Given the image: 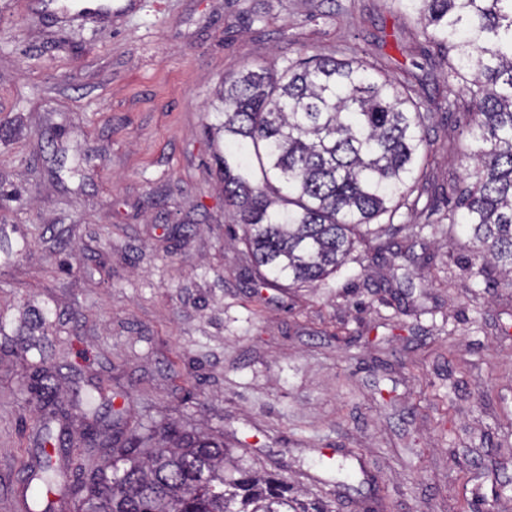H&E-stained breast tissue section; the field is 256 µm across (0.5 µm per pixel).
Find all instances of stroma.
Wrapping results in <instances>:
<instances>
[{
    "label": "stroma",
    "mask_w": 512,
    "mask_h": 512,
    "mask_svg": "<svg viewBox=\"0 0 512 512\" xmlns=\"http://www.w3.org/2000/svg\"><path fill=\"white\" fill-rule=\"evenodd\" d=\"M417 31L388 0H137L84 20L0 0V228L26 244L0 253V512L35 453L41 359L72 485L112 459L111 418L85 413L99 387L123 429L223 434L331 512H458L464 496L512 512V287L467 263L445 217L472 144L446 101L460 84ZM313 54L409 79L434 153L396 231L322 282L263 288L205 127L224 78ZM325 448L360 459L376 495L318 477Z\"/></svg>",
    "instance_id": "1"
}]
</instances>
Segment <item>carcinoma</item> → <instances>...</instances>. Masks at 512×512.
<instances>
[{"instance_id": "1", "label": "carcinoma", "mask_w": 512, "mask_h": 512, "mask_svg": "<svg viewBox=\"0 0 512 512\" xmlns=\"http://www.w3.org/2000/svg\"><path fill=\"white\" fill-rule=\"evenodd\" d=\"M417 15V36L454 53L461 79L453 106L476 150L472 186L452 210L475 244L470 260L512 285V0H391ZM215 123L224 207L240 216L243 243L263 285L321 282L371 235L383 215L412 208L414 186L433 154L428 106L408 82L363 59L313 55L276 73L257 65L224 79ZM43 407L62 416L50 375L37 369ZM40 451L26 479L22 512H57L48 494L65 472L47 444H70L52 420L35 432ZM336 486L358 474L328 466ZM79 512H330L306 502L277 473L228 458L224 438L168 427L112 435L111 474L92 471L72 487Z\"/></svg>"}]
</instances>
